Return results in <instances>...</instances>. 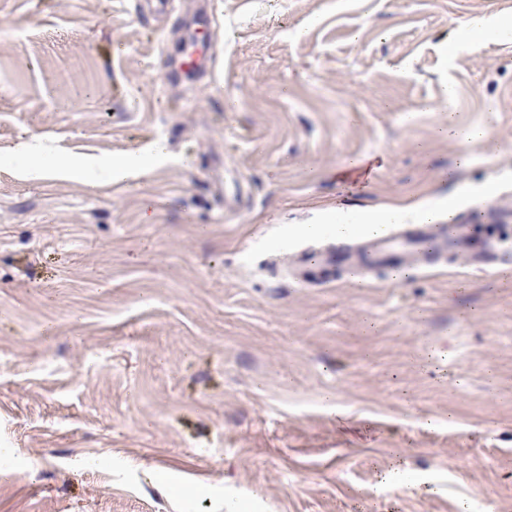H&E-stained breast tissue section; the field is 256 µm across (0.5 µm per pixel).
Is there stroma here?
I'll return each instance as SVG.
<instances>
[{
    "instance_id": "stroma-1",
    "label": "stroma",
    "mask_w": 512,
    "mask_h": 512,
    "mask_svg": "<svg viewBox=\"0 0 512 512\" xmlns=\"http://www.w3.org/2000/svg\"><path fill=\"white\" fill-rule=\"evenodd\" d=\"M476 17L512 0H0V512H512V275L467 267L512 266V38ZM448 198L447 270L297 284L346 247L310 224Z\"/></svg>"
}]
</instances>
